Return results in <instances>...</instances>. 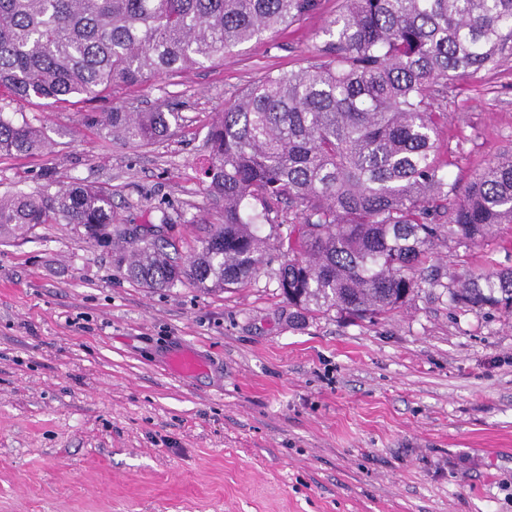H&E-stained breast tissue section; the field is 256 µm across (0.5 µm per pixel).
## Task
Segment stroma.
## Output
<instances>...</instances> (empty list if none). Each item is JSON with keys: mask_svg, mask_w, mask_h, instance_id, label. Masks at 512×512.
<instances>
[{"mask_svg": "<svg viewBox=\"0 0 512 512\" xmlns=\"http://www.w3.org/2000/svg\"><path fill=\"white\" fill-rule=\"evenodd\" d=\"M339 0L225 59L113 100L181 113L166 138H106L86 116L21 106L50 155L0 156V196L44 178L112 190L119 224L193 249L223 220L201 181L225 102L302 65ZM471 178L512 144V58L439 100ZM448 277L512 268V224L437 247ZM271 259L246 287L146 288L73 224L0 239V512H512V315L423 293L380 319L293 322ZM192 349L203 371L170 360Z\"/></svg>", "mask_w": 512, "mask_h": 512, "instance_id": "35a3bbf8", "label": "stroma"}]
</instances>
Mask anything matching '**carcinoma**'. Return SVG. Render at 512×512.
Returning <instances> with one entry per match:
<instances>
[{
	"label": "carcinoma",
	"instance_id": "1",
	"mask_svg": "<svg viewBox=\"0 0 512 512\" xmlns=\"http://www.w3.org/2000/svg\"><path fill=\"white\" fill-rule=\"evenodd\" d=\"M320 0H0V153L52 151L9 113L33 97L57 106L201 66L313 14ZM323 45L296 69L268 74L229 99L210 125L202 169L220 224L182 256L162 233L138 239L112 225V191L50 179L0 197V237L74 224L112 237L117 262L147 288H240L281 264L277 288L299 319L334 310L372 320L442 289L459 310L512 313V269L452 283L421 271L437 245L470 248L512 224V148L469 182L452 178L442 139L452 88L512 57V0H342ZM180 116L114 106V138L148 145ZM288 202V221L275 205ZM261 224L270 232L258 234Z\"/></svg>",
	"mask_w": 512,
	"mask_h": 512
}]
</instances>
